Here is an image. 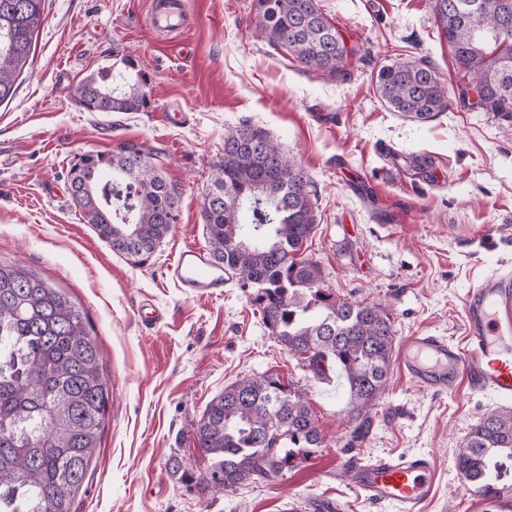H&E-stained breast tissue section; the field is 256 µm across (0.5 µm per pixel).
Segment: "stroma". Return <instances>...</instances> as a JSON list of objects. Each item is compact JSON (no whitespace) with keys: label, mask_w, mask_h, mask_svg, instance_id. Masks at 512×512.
I'll return each mask as SVG.
<instances>
[{"label":"stroma","mask_w":512,"mask_h":512,"mask_svg":"<svg viewBox=\"0 0 512 512\" xmlns=\"http://www.w3.org/2000/svg\"><path fill=\"white\" fill-rule=\"evenodd\" d=\"M149 2L43 0L33 62L0 104V261L66 294L103 355L108 412L75 512H398L337 474L354 425L343 386L289 355L234 280L198 300L165 270L185 245H207L202 204L224 133L248 122L311 180L315 230L302 252L325 286L382 305L396 339L426 331L461 342L468 290L485 271L512 269V126L456 105L458 70L432 0H318L356 49L343 81L274 50L250 0H184L185 27L170 36L182 53L149 26ZM420 57L453 100L427 122L390 112L377 91L382 67ZM130 64L147 80L148 109L83 111L77 87ZM170 107L182 117L167 124L159 114ZM127 142L154 149L181 192L177 224L141 265L83 222L67 180L77 154ZM153 309L163 320L150 327ZM264 372L307 395L325 442L277 480L209 489L192 429L224 386ZM507 406L463 379L422 392L392 367L361 456H432L437 491L422 512H512V501L494 507L465 487L456 468L473 426ZM176 461L194 480L174 474Z\"/></svg>","instance_id":"35a3bbf8"}]
</instances>
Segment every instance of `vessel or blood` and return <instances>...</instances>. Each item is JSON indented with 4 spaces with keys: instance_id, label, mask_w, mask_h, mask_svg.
Segmentation results:
<instances>
[{
    "instance_id": "obj_1",
    "label": "vessel or blood",
    "mask_w": 512,
    "mask_h": 512,
    "mask_svg": "<svg viewBox=\"0 0 512 512\" xmlns=\"http://www.w3.org/2000/svg\"><path fill=\"white\" fill-rule=\"evenodd\" d=\"M167 276L190 298L216 296L224 288L223 268L198 245L186 246ZM464 308L468 349L443 336L415 333L400 345L402 372L424 392H448L464 376L475 391L512 400V272L485 274L468 291ZM345 470L368 501L394 504L399 512H419L434 489L435 467L426 454L351 459Z\"/></svg>"
}]
</instances>
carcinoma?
Returning <instances> with one entry per match:
<instances>
[{
    "instance_id": "1",
    "label": "carcinoma",
    "mask_w": 512,
    "mask_h": 512,
    "mask_svg": "<svg viewBox=\"0 0 512 512\" xmlns=\"http://www.w3.org/2000/svg\"><path fill=\"white\" fill-rule=\"evenodd\" d=\"M42 2L0 0V104L12 99L28 65ZM252 7L273 48L331 78L345 76L354 49L316 0H252ZM433 11L467 77L457 86L460 107L512 124V0H433ZM145 86L104 73L77 93L87 112H140L150 104ZM378 92L391 111L417 121L449 107L447 86L422 59L383 67ZM68 181L76 193L91 185L73 204L129 261L151 257L178 221L179 187L141 144L76 156ZM208 195L202 216L214 261L288 353L304 357L317 376L336 367L349 413L359 419L344 447H356L385 390L395 336L381 306L336 295L324 287L320 267L301 257L315 226L310 179L263 128L245 123L224 134ZM102 361L66 295L23 266L0 262V512H74L108 411ZM193 440L210 461L203 481L226 489L278 479L325 436L306 397L266 373L214 396ZM509 460L512 409L479 420L457 469L486 498L494 487L504 490L500 468Z\"/></svg>"
}]
</instances>
